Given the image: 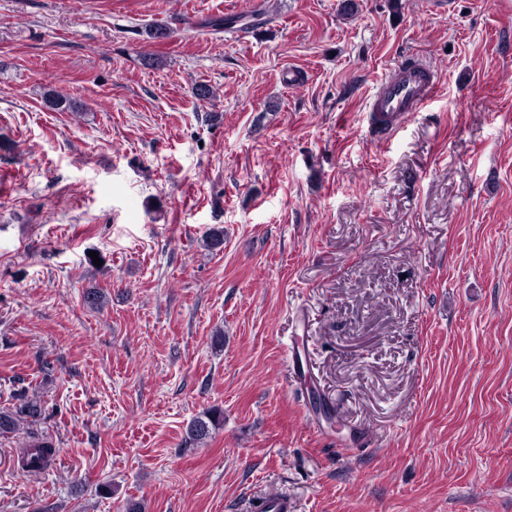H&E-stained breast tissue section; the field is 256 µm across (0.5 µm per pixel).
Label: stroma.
Segmentation results:
<instances>
[{
  "mask_svg": "<svg viewBox=\"0 0 512 512\" xmlns=\"http://www.w3.org/2000/svg\"><path fill=\"white\" fill-rule=\"evenodd\" d=\"M410 57L438 94L377 139ZM21 395L0 512H512V0H0V410ZM33 434L57 453L24 474ZM272 19L269 17L268 11H252L251 13L233 15L225 18L215 19L209 22L211 27L224 29L232 28L242 21H246L242 24V28H254L260 24L268 23ZM41 412L37 401L29 400L20 403L13 410L0 411V434H9L24 427L29 418H36ZM261 512H293L295 504L283 491H273L263 496L255 505Z\"/></svg>",
  "mask_w": 512,
  "mask_h": 512,
  "instance_id": "35a3bbf8",
  "label": "stroma"
}]
</instances>
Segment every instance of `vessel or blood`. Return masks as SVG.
<instances>
[{"label": "vessel or blood", "mask_w": 512, "mask_h": 512, "mask_svg": "<svg viewBox=\"0 0 512 512\" xmlns=\"http://www.w3.org/2000/svg\"><path fill=\"white\" fill-rule=\"evenodd\" d=\"M436 70L425 63L401 62L386 72L368 99L371 126L382 137L394 133L413 112L431 101L438 88ZM259 512H294L287 493L273 491L257 503Z\"/></svg>", "instance_id": "vessel-or-blood-1"}]
</instances>
